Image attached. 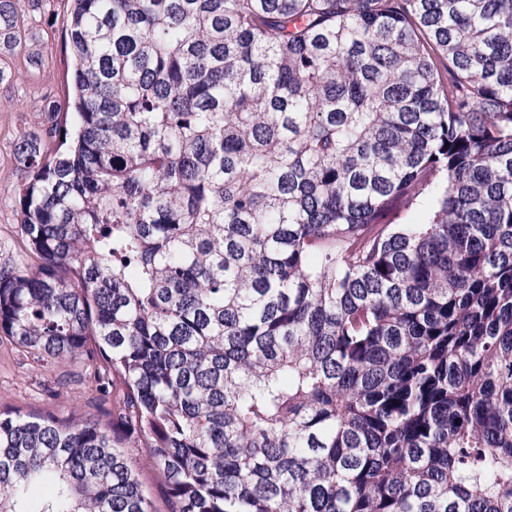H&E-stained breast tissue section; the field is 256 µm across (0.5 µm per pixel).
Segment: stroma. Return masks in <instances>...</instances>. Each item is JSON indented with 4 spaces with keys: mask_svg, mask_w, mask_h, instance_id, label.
<instances>
[{
    "mask_svg": "<svg viewBox=\"0 0 512 512\" xmlns=\"http://www.w3.org/2000/svg\"><path fill=\"white\" fill-rule=\"evenodd\" d=\"M69 0H36L25 9V29L12 50L0 52V266L34 265L20 235L13 196L23 180L14 146L22 134L40 132L48 111L66 112L71 96L72 63L64 47L70 17ZM40 55V67L29 64ZM78 365L52 367L35 361L23 349L0 339V409L43 415L101 420L111 399L90 390Z\"/></svg>",
    "mask_w": 512,
    "mask_h": 512,
    "instance_id": "stroma-1",
    "label": "stroma"
}]
</instances>
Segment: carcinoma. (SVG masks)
<instances>
[{"label": "carcinoma", "mask_w": 512, "mask_h": 512, "mask_svg": "<svg viewBox=\"0 0 512 512\" xmlns=\"http://www.w3.org/2000/svg\"><path fill=\"white\" fill-rule=\"evenodd\" d=\"M65 48L0 333L112 412L0 410V512H155L132 449L169 512H512V0H72ZM131 454L130 463L139 473V479L145 493L152 499L160 512H166V493L161 475L147 462L141 453L132 451Z\"/></svg>", "instance_id": "cac0c4a2"}]
</instances>
